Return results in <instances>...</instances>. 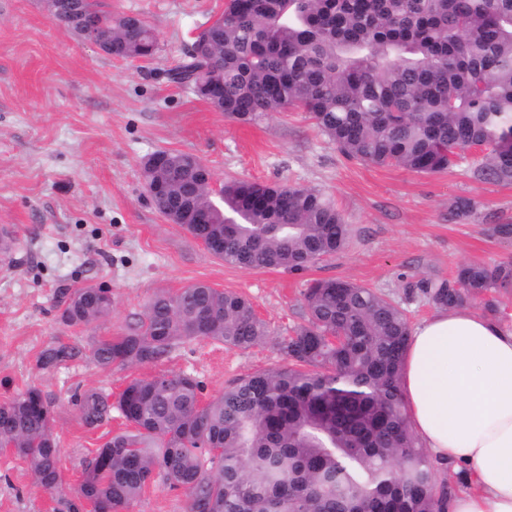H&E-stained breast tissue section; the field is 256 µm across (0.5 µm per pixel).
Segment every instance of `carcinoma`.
<instances>
[{"label":"carcinoma","instance_id":"cac0c4a2","mask_svg":"<svg viewBox=\"0 0 512 512\" xmlns=\"http://www.w3.org/2000/svg\"><path fill=\"white\" fill-rule=\"evenodd\" d=\"M71 2L73 27L112 28L114 56L158 51L141 17ZM216 64L224 83L208 94L201 86ZM172 79L201 100L218 97L239 124L299 109L343 155L374 165L433 174L483 145L470 176L512 183V0H229L224 22L197 34ZM142 169L164 183L159 213L227 263L300 271L348 244L345 215L316 188L231 179L216 200L192 153L158 150ZM475 207L459 197L449 212L466 218ZM416 287L437 309L477 301L496 316L512 261L464 262ZM303 300L304 322L276 342L283 364L207 402L185 374L135 378L113 404L83 392L85 426L115 409L126 429L96 449L63 510L79 512L86 499L99 512H129L158 476L185 491L187 512H445L444 467L415 434L400 385L405 308L341 279L314 282ZM112 306L104 289L83 286L61 319L101 323ZM268 336L248 299L198 282L155 293L126 333L94 340L91 355L104 368L130 367L196 339L248 349ZM52 421L38 387L0 404V445L47 491L62 481Z\"/></svg>","mask_w":512,"mask_h":512}]
</instances>
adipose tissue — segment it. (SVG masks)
Returning a JSON list of instances; mask_svg holds the SVG:
<instances>
[{
  "mask_svg": "<svg viewBox=\"0 0 512 512\" xmlns=\"http://www.w3.org/2000/svg\"><path fill=\"white\" fill-rule=\"evenodd\" d=\"M401 384L432 458L469 467L447 512H512V327L438 310L412 331Z\"/></svg>",
  "mask_w": 512,
  "mask_h": 512,
  "instance_id": "ef3b65f1",
  "label": "adipose tissue"
}]
</instances>
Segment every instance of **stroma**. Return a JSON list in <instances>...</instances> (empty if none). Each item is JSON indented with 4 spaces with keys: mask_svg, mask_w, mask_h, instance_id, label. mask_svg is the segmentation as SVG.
<instances>
[{
    "mask_svg": "<svg viewBox=\"0 0 512 512\" xmlns=\"http://www.w3.org/2000/svg\"><path fill=\"white\" fill-rule=\"evenodd\" d=\"M105 5L156 29L153 59L101 54L52 22L41 0H0V227L14 235L0 254V404L31 386L50 395L62 476L56 490H44L23 461L0 453V512H57L93 451L124 430L118 417L86 428L76 394L116 395L135 378L188 374L209 400L280 364L276 341L302 323L303 293L314 281L347 279L388 294L416 325L435 309L407 298V284L432 273L450 276L461 261L512 260V239L487 234L490 225L512 223V183L472 179L471 156L437 174L350 160L306 113L241 125L173 83L170 70L198 29L223 12L224 0ZM157 150L196 154L220 184L237 178L322 190L350 225L347 248L301 272L225 263L149 202L141 162ZM459 197L476 203L464 220L449 213ZM197 281L250 300L268 338L246 350L196 340L124 369L93 361L94 338L123 333L154 293ZM87 284L111 289L110 318L64 324L61 291ZM60 345L71 357L43 368V352Z\"/></svg>",
    "mask_w": 512,
    "mask_h": 512,
    "instance_id": "obj_1",
    "label": "stroma"
}]
</instances>
